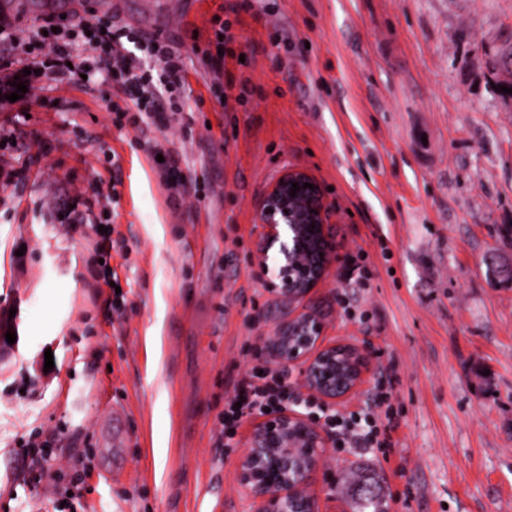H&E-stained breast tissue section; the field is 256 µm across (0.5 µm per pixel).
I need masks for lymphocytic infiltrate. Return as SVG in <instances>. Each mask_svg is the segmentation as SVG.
<instances>
[{
    "label": "lymphocytic infiltrate",
    "mask_w": 512,
    "mask_h": 512,
    "mask_svg": "<svg viewBox=\"0 0 512 512\" xmlns=\"http://www.w3.org/2000/svg\"><path fill=\"white\" fill-rule=\"evenodd\" d=\"M76 41L72 51L52 57L35 53L45 34L53 28L45 21L36 29L0 30V42L12 45L22 58L25 69L40 71L59 84L71 82L77 75L101 76L113 80L129 92L139 112L158 128H168L173 113L179 112L178 98L186 93L185 57L166 38L146 34L118 23L100 28L84 17L72 21ZM240 394L241 406L226 405L225 419L218 438L232 440L234 427L243 417L287 405L288 376L283 372H263L245 381ZM334 433L336 451L389 447L371 412L329 410L324 414Z\"/></svg>",
    "instance_id": "f902f5d3"
}]
</instances>
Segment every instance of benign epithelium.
<instances>
[{"label":"benign epithelium","mask_w":512,"mask_h":512,"mask_svg":"<svg viewBox=\"0 0 512 512\" xmlns=\"http://www.w3.org/2000/svg\"><path fill=\"white\" fill-rule=\"evenodd\" d=\"M294 183L315 189L302 187L293 197ZM327 216L321 184L301 168L280 174L258 204L252 262L267 276L266 287L290 308L324 282L334 265ZM262 353L271 363L299 366L305 390L328 404L360 389L370 357L364 345L325 343L322 322L312 311L282 318L264 337ZM330 443L317 419L294 409L256 417L237 466V483L252 512H313L310 475L319 451Z\"/></svg>","instance_id":"benign-epithelium-1"}]
</instances>
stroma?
I'll list each match as a JSON object with an SVG mask.
<instances>
[{
    "mask_svg": "<svg viewBox=\"0 0 512 512\" xmlns=\"http://www.w3.org/2000/svg\"><path fill=\"white\" fill-rule=\"evenodd\" d=\"M236 4L158 16L186 57L172 129L113 125L134 105L110 83L0 108L18 136L0 168L29 171L0 178V310L15 312L0 322V512H55L22 448L51 433L59 482L81 483L72 512H251L236 482L250 420L232 447L217 433L282 310L250 257L263 193L296 167L326 189L336 253L299 308L325 342L372 353L338 407L387 392L393 407L378 420L391 452L324 450L315 512H353L345 479L365 468L389 512H512V276L491 274L512 263V98L491 64L512 44V0ZM216 14L235 40L217 43ZM221 57L253 90L228 109ZM155 141L197 197L167 190ZM75 211L90 223L71 231ZM99 224L122 242L109 287ZM361 256L363 287L341 278Z\"/></svg>",
    "mask_w": 512,
    "mask_h": 512,
    "instance_id": "1",
    "label": "stroma"
}]
</instances>
